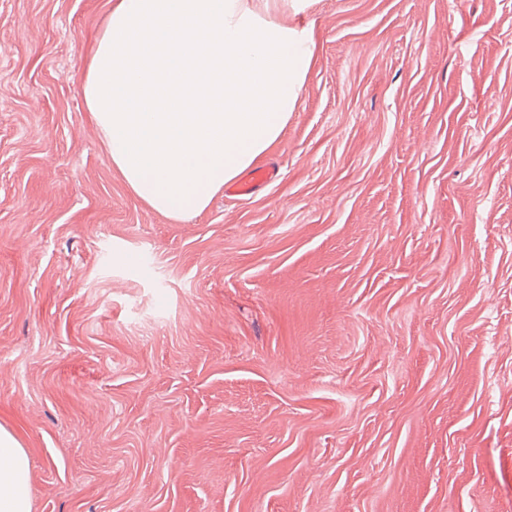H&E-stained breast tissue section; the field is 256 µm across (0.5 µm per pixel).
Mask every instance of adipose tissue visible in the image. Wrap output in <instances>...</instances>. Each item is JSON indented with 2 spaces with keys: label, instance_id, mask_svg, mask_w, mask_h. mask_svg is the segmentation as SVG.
Instances as JSON below:
<instances>
[{
  "label": "adipose tissue",
  "instance_id": "ef3b65f1",
  "mask_svg": "<svg viewBox=\"0 0 512 512\" xmlns=\"http://www.w3.org/2000/svg\"><path fill=\"white\" fill-rule=\"evenodd\" d=\"M278 0H112L84 103L130 193L177 223L276 144L312 68ZM30 462L0 426V512H30Z\"/></svg>",
  "mask_w": 512,
  "mask_h": 512
}]
</instances>
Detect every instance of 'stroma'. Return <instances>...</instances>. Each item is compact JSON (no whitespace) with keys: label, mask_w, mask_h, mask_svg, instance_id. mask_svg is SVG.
<instances>
[{"label":"stroma","mask_w":512,"mask_h":512,"mask_svg":"<svg viewBox=\"0 0 512 512\" xmlns=\"http://www.w3.org/2000/svg\"><path fill=\"white\" fill-rule=\"evenodd\" d=\"M108 0H0V425L31 512H512V0H306L251 195L134 199Z\"/></svg>","instance_id":"stroma-1"}]
</instances>
